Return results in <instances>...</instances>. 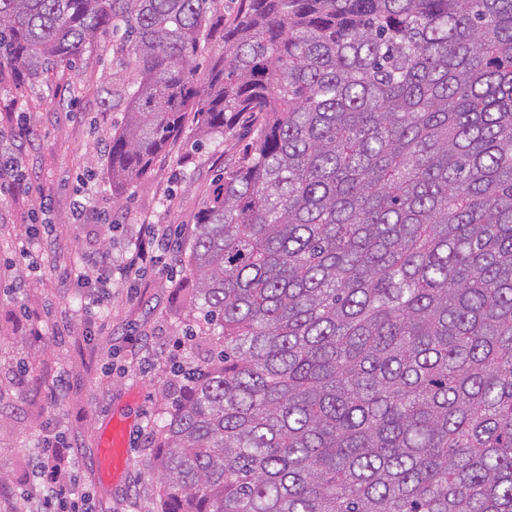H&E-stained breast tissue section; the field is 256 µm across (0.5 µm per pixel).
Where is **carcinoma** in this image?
<instances>
[{
	"mask_svg": "<svg viewBox=\"0 0 512 512\" xmlns=\"http://www.w3.org/2000/svg\"><path fill=\"white\" fill-rule=\"evenodd\" d=\"M239 2L0 0V79L124 30L116 191L261 117L198 213L157 512H512V0Z\"/></svg>",
	"mask_w": 512,
	"mask_h": 512,
	"instance_id": "obj_1",
	"label": "carcinoma"
}]
</instances>
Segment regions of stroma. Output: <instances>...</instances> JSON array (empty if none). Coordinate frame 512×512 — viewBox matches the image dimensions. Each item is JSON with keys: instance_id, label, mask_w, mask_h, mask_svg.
Listing matches in <instances>:
<instances>
[{"instance_id": "1", "label": "stroma", "mask_w": 512, "mask_h": 512, "mask_svg": "<svg viewBox=\"0 0 512 512\" xmlns=\"http://www.w3.org/2000/svg\"><path fill=\"white\" fill-rule=\"evenodd\" d=\"M112 44L102 40L75 67H58L42 81L20 76L0 84V131L25 116L28 175L52 197L49 218L59 242L50 257L29 236L36 194L0 199V485L14 497L27 495L40 441L57 432L76 446L63 466L77 475L94 512H153L162 476L150 465V422L171 411L178 396L174 366L207 359L205 340L186 342L203 324L183 289L195 220L220 170L243 151L239 130L251 120L237 117L202 147L186 126L144 178L113 194L105 148L126 108L123 79L132 64L113 61ZM82 197L94 211L76 224L70 210ZM101 208L111 209L112 225L100 222ZM146 224L170 225L178 248L134 286L115 279L110 306L94 305L77 281L87 258L106 249L121 265ZM114 418L130 424L127 468L105 488L93 476L95 442Z\"/></svg>"}]
</instances>
